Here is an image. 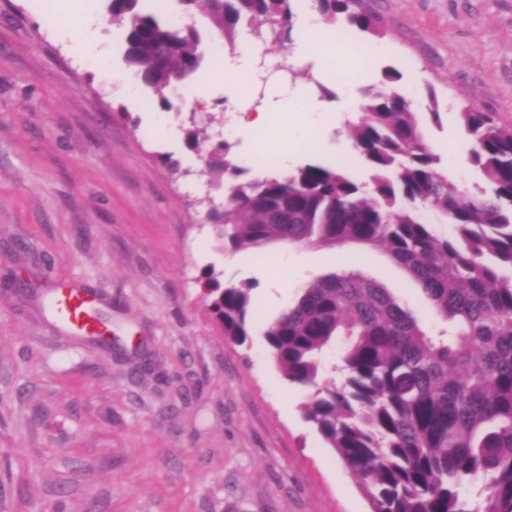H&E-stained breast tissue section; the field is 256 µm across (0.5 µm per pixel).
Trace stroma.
<instances>
[{
    "instance_id": "obj_1",
    "label": "stroma",
    "mask_w": 512,
    "mask_h": 512,
    "mask_svg": "<svg viewBox=\"0 0 512 512\" xmlns=\"http://www.w3.org/2000/svg\"><path fill=\"white\" fill-rule=\"evenodd\" d=\"M383 37L346 29L367 59L338 54L314 78L293 51L260 46L277 90L312 97L366 64L401 75L413 104L435 92L434 151L468 154L456 123L465 101L512 124V0H361ZM48 23L28 0H0V512H369L361 480L305 420L312 389L288 382L266 327L300 288L355 271L388 288L429 333L443 321L419 285L379 248L263 253L219 245L210 219L224 190L206 171L212 144L237 159L298 144L301 161L370 174L347 127L359 110L328 113L303 135L283 120L256 136L229 133L239 101L222 74L213 91L172 97L168 111L131 103L122 29L102 9L56 0ZM91 33L112 85L73 45ZM206 129L198 149L190 124ZM248 284L249 338L227 339L205 285ZM91 290L112 318L113 350L77 340L48 306L58 286Z\"/></svg>"
}]
</instances>
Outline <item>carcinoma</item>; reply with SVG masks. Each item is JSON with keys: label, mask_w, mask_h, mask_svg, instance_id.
<instances>
[{"label": "carcinoma", "mask_w": 512, "mask_h": 512, "mask_svg": "<svg viewBox=\"0 0 512 512\" xmlns=\"http://www.w3.org/2000/svg\"><path fill=\"white\" fill-rule=\"evenodd\" d=\"M123 27L122 60L149 100L198 76L206 32L235 47L239 30L288 49L296 0H176L202 13L206 28L175 24L146 0H100ZM331 30L347 24L382 35L357 0H311ZM401 79L384 71L359 90L348 122L353 147L372 172L370 189L340 165L305 163L241 181L233 144L208 161L224 182V211L211 212L217 237L235 250L274 242L299 247H381L422 289L448 324L425 333L387 288L353 271L304 288L264 336L292 383L314 387L305 418L343 465L364 481L370 512H512V125L470 103L457 117L487 188L469 195L448 181L426 143ZM429 209L448 233H437ZM211 309L224 336L247 340L252 286L212 285ZM341 345V383L320 384L322 356ZM479 483L473 503L468 488Z\"/></svg>", "instance_id": "cac0c4a2"}]
</instances>
